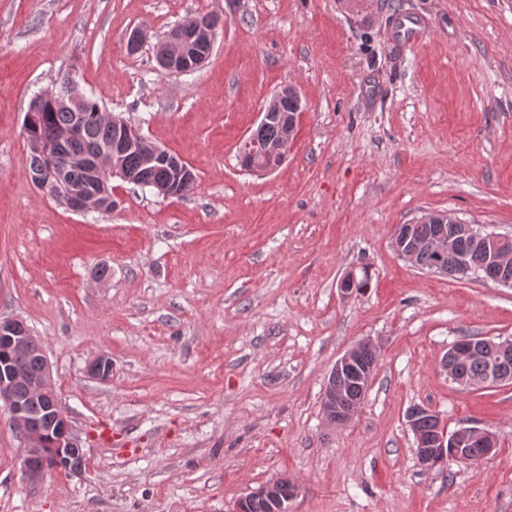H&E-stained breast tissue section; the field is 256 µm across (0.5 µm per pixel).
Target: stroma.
<instances>
[{
  "instance_id": "1",
  "label": "stroma",
  "mask_w": 512,
  "mask_h": 512,
  "mask_svg": "<svg viewBox=\"0 0 512 512\" xmlns=\"http://www.w3.org/2000/svg\"><path fill=\"white\" fill-rule=\"evenodd\" d=\"M198 14L219 19L209 59L163 70L157 43ZM403 15L426 25L410 48ZM65 74L192 166L194 190L116 180L111 212L76 214L36 188L25 114ZM286 84L294 143L248 173L239 146ZM426 211L512 235V0H0V317L38 336L86 453L30 481L0 410V512H235L278 478L300 487L291 512H512V383L442 366L462 337L512 340V288L402 259L394 232ZM363 341L372 384L326 426L327 378ZM100 354L104 381L85 372ZM415 405L496 451L423 469Z\"/></svg>"
}]
</instances>
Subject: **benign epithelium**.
<instances>
[{
	"label": "benign epithelium",
	"instance_id": "7a95c632",
	"mask_svg": "<svg viewBox=\"0 0 512 512\" xmlns=\"http://www.w3.org/2000/svg\"><path fill=\"white\" fill-rule=\"evenodd\" d=\"M184 42L183 51L177 55L171 52L169 41L159 42L156 50L159 65L167 70L177 73H190L200 69L206 62L208 55H202L194 50L195 45L204 44L208 50H213L215 27L204 26L198 22L184 21L176 31ZM293 99L297 107H302L300 91L293 85H285L274 94L260 112L259 124L264 125L269 120L279 116L282 105ZM112 125L122 133V138L129 142H138L144 145V167L155 165L167 167L168 178L155 181L143 173H135L127 169L122 163L120 152L104 149L97 153L92 168V176L85 181L75 178V173L86 168V162L81 159H72L67 167L53 170L52 167H41L29 173L31 182L52 199L61 202L66 208L75 213L100 212L103 205L112 200L111 181L119 178L124 182L133 183L140 187L152 188L166 198L177 196V188L188 184L195 179L192 169L181 158L171 154L168 150L148 145L140 130L119 115L109 116ZM297 123L287 118L283 137L267 149L269 161L265 164H244L242 168L249 172H271L277 169L288 155V148L295 139ZM80 130V124L59 132L54 141L44 144L40 141L30 143L31 148L44 159L49 160L63 153L65 144L75 137ZM422 222L433 221L459 225L461 232L469 235L474 241L484 245L487 253L498 262L504 270L499 284L512 288V237L495 232H487L473 224H466L456 217L448 214L438 216L426 213L419 217ZM30 346L26 325L20 319L0 320V351L9 352ZM377 350V345L371 342L360 343L348 350L340 357L331 371L323 397L324 422L328 426L343 425L349 422L358 411L362 399L345 402L343 397V381L349 370L359 361L361 350ZM481 346L471 342L459 341L453 344L448 355L445 356L443 367H448V361L455 360L462 355H471L480 351ZM42 365L40 377L32 383L38 393L54 392L52 372L44 349L38 350ZM88 374L99 380H106L112 374V358L100 354L92 359L87 367ZM16 373L7 363H0V407L7 410L10 420L15 428L23 435L26 445L22 465L24 471L31 477L42 476L46 468L36 466L32 460L43 454L44 447L51 445L59 464L70 466L75 457H85L84 448L74 437L71 421L61 405L50 409L48 421L28 411L26 406L17 400L15 387ZM418 411L411 410L407 414V425L416 438L415 454L419 465L424 469H432L442 461H457L463 463H476L488 457L495 450V440L492 433L476 427L460 428L450 432L443 426L441 420H435L432 435L423 438L419 434L415 420ZM477 445L482 453L473 456L468 448ZM283 480H271L242 497L237 505L236 512H248V505L255 497H267L275 504L276 512H290L289 504L299 493V486L290 484L288 495H281Z\"/></svg>",
	"mask_w": 512,
	"mask_h": 512
}]
</instances>
